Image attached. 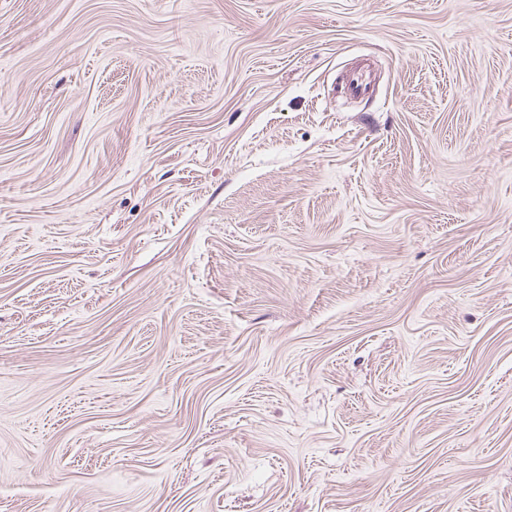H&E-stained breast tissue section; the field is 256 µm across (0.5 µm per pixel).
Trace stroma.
Returning <instances> with one entry per match:
<instances>
[{
    "mask_svg": "<svg viewBox=\"0 0 512 512\" xmlns=\"http://www.w3.org/2000/svg\"><path fill=\"white\" fill-rule=\"evenodd\" d=\"M0 512H512V0H0Z\"/></svg>",
    "mask_w": 512,
    "mask_h": 512,
    "instance_id": "stroma-1",
    "label": "stroma"
}]
</instances>
